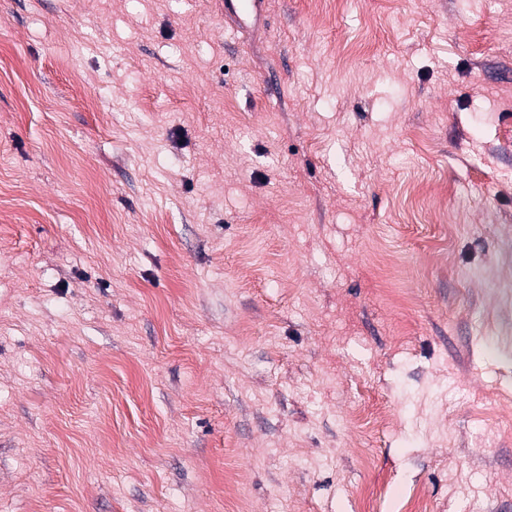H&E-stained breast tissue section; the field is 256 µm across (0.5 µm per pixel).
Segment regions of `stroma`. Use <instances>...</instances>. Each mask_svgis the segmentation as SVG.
<instances>
[{
    "instance_id": "stroma-1",
    "label": "stroma",
    "mask_w": 512,
    "mask_h": 512,
    "mask_svg": "<svg viewBox=\"0 0 512 512\" xmlns=\"http://www.w3.org/2000/svg\"><path fill=\"white\" fill-rule=\"evenodd\" d=\"M374 487L512 512V0H0V512ZM264 0H225V16L232 21L248 18L252 13H257Z\"/></svg>"
}]
</instances>
